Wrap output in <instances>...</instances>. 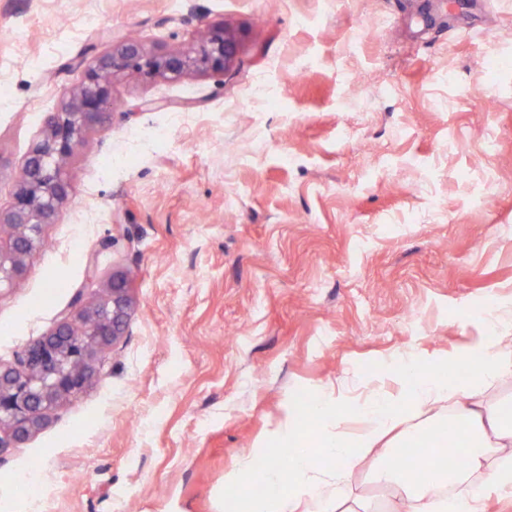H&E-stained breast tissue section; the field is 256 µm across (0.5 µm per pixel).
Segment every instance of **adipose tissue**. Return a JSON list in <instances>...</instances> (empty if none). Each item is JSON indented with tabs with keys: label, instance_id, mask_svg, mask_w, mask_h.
Here are the masks:
<instances>
[{
	"label": "adipose tissue",
	"instance_id": "1",
	"mask_svg": "<svg viewBox=\"0 0 512 512\" xmlns=\"http://www.w3.org/2000/svg\"><path fill=\"white\" fill-rule=\"evenodd\" d=\"M486 324L489 335L430 370L406 366L400 395L370 393L355 418L318 399L289 407L271 442L287 449V465L230 474L224 512H326L348 496L349 465L372 452L376 481L397 487L410 512H476L483 490H511L512 414L488 392L512 383V308L490 307ZM450 432L461 464L418 474L422 449Z\"/></svg>",
	"mask_w": 512,
	"mask_h": 512
}]
</instances>
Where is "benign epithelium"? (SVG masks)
I'll use <instances>...</instances> for the list:
<instances>
[{
	"label": "benign epithelium",
	"mask_w": 512,
	"mask_h": 512,
	"mask_svg": "<svg viewBox=\"0 0 512 512\" xmlns=\"http://www.w3.org/2000/svg\"><path fill=\"white\" fill-rule=\"evenodd\" d=\"M233 51V42L216 30L208 32L192 56L153 54L129 38L95 55L84 67L81 85L60 111L47 118L46 134L26 161V177L15 192L13 206L0 215V224L13 230L9 250L0 249V282L24 269L25 259L39 243L41 225L50 223L67 200L69 183L62 164L83 133L108 118L115 72L176 78L191 68L222 70ZM72 307L14 364H0V449L27 439L41 427L47 411L90 384L96 367L103 363V349L124 335L133 310L126 275L113 272L105 296L93 306H84L80 293Z\"/></svg>",
	"instance_id": "7a95c632"
}]
</instances>
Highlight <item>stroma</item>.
<instances>
[{
	"instance_id": "1",
	"label": "stroma",
	"mask_w": 512,
	"mask_h": 512,
	"mask_svg": "<svg viewBox=\"0 0 512 512\" xmlns=\"http://www.w3.org/2000/svg\"><path fill=\"white\" fill-rule=\"evenodd\" d=\"M215 27L224 70L115 73L0 287L4 365L113 268L136 300L93 385L0 450V512L32 465L47 512H224L289 404L397 393L402 358L512 306V0H0V211L88 48L191 53ZM374 467L349 512H403Z\"/></svg>"
}]
</instances>
